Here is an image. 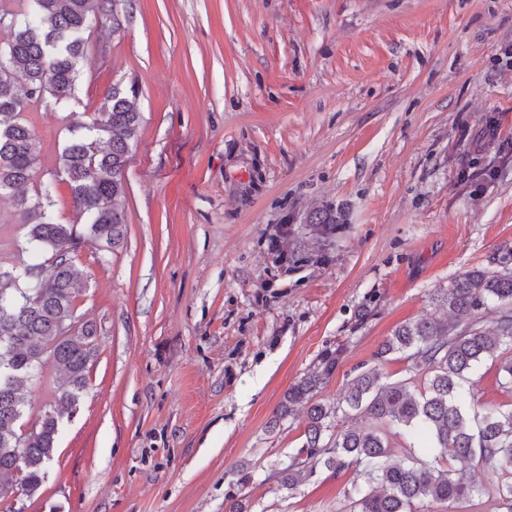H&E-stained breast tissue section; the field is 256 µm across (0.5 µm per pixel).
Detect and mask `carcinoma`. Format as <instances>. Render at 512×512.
Instances as JSON below:
<instances>
[{
	"mask_svg": "<svg viewBox=\"0 0 512 512\" xmlns=\"http://www.w3.org/2000/svg\"><path fill=\"white\" fill-rule=\"evenodd\" d=\"M0 0V197L9 196L29 224L27 244L48 255L20 266L0 265V479L16 481L24 495L38 493L54 459L63 419L77 409L97 356L96 332L78 320L77 301L87 291L74 256L94 242L112 252L125 239L127 220L117 203L128 153L138 139L141 112L131 86L110 91L90 121L72 123L59 167L77 220L55 219L49 189L25 188L37 178L38 155L26 110L51 98L75 99L82 76L89 17L112 16L115 0ZM336 231V213H319L313 232ZM440 302L453 318L421 316L398 327L379 347L384 362L396 355L412 376L389 381L379 366L353 377L333 407L314 400L333 375L341 350H327L307 376L285 392L277 416L309 403L305 442L271 477L293 491L322 468L334 474L355 467L338 512H428L430 504H462L485 497L489 512H512V407L474 403L469 375L484 362L497 363L512 391V272L473 268L457 276ZM499 313L492 329L482 310ZM65 376L46 409L26 413L23 382L42 377L46 360ZM367 418L369 427L335 430V418ZM396 436L401 442L393 443ZM426 442L415 446L420 438ZM403 459L396 462V452ZM480 462L491 477L470 473Z\"/></svg>",
	"mask_w": 512,
	"mask_h": 512,
	"instance_id": "obj_1",
	"label": "carcinoma"
}]
</instances>
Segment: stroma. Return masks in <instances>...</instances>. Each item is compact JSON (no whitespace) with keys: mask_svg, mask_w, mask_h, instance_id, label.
Masks as SVG:
<instances>
[{"mask_svg":"<svg viewBox=\"0 0 512 512\" xmlns=\"http://www.w3.org/2000/svg\"><path fill=\"white\" fill-rule=\"evenodd\" d=\"M92 20L66 106L28 110L38 177L72 223L59 153L74 114L140 90L128 234L75 257L98 355L22 512H338L353 470L295 491L268 478L304 440L284 392L327 349L335 403L400 324L461 273L512 271V0H119ZM495 121L496 145L470 137ZM496 167L489 183L463 167ZM335 207L328 240L308 225ZM27 228L0 204V261ZM249 462L241 472L240 462Z\"/></svg>","mask_w":512,"mask_h":512,"instance_id":"obj_1","label":"stroma"}]
</instances>
